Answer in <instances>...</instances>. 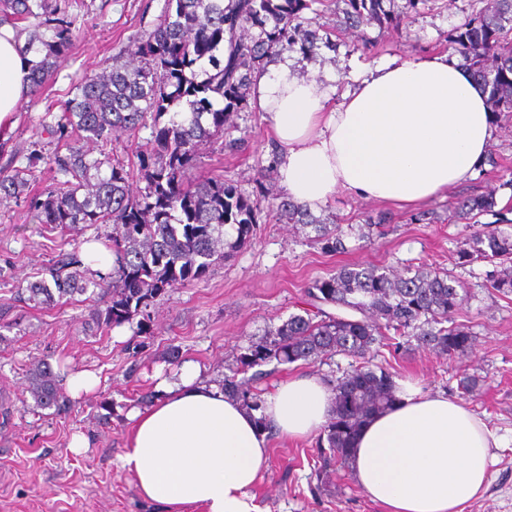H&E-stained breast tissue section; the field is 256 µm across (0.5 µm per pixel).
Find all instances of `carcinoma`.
<instances>
[{"mask_svg":"<svg viewBox=\"0 0 512 512\" xmlns=\"http://www.w3.org/2000/svg\"><path fill=\"white\" fill-rule=\"evenodd\" d=\"M388 0H165L153 28L135 39L131 57H112L111 70L85 77L78 95L65 103L62 115L43 130L68 142L65 153L47 159L58 187L29 189V173L41 155L27 165L0 168V198H24L28 212L45 231H76L94 224L113 225L102 245L116 255L107 274H92L75 253L59 256L46 268L48 277L17 290L27 300L53 307L66 296L90 294L92 321L111 329L138 319L149 329L157 297L186 283L206 279L213 265L247 246L262 201L278 219L315 231L327 252L344 248L339 225L314 216L285 195L251 196L221 176L194 183L200 149L217 136L236 112L252 110L250 90L269 65L298 47L307 56L318 42L332 45L308 29L318 7H334L337 26L358 31L376 24H398ZM80 0H0V25L34 19L22 51L37 56L31 69L33 95L52 76L57 61L73 46L68 8ZM465 60V69L488 91L493 121L512 114V0H492L453 28L447 37ZM152 120V148L136 151L138 168L92 155L85 143L108 144L119 133L132 134ZM145 181L132 188L134 176ZM496 196L484 194L456 202L452 218L476 224L494 211ZM460 258L481 260L501 269L489 285L512 294V234L496 229L476 232ZM511 267H506V264ZM316 314H292L268 327L236 358L224 376V391L246 408L263 412L264 401L248 385L246 374L270 363L313 361L326 354L364 358L389 336L416 341L450 358L471 347V332L454 323L462 304L459 281L451 272L416 269L393 275L379 267H342L318 278L306 289ZM29 390L37 405L67 408L49 366L30 374ZM332 419L325 428L327 466H346L356 435L370 418L392 407L397 385L381 367L356 365L336 381Z\"/></svg>","mask_w":512,"mask_h":512,"instance_id":"cac0c4a2","label":"carcinoma"}]
</instances>
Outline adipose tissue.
<instances>
[{
    "mask_svg": "<svg viewBox=\"0 0 512 512\" xmlns=\"http://www.w3.org/2000/svg\"><path fill=\"white\" fill-rule=\"evenodd\" d=\"M0 26V124L30 92L32 55ZM271 127L280 184L318 211L345 191L379 202L424 203L472 176L493 135L487 95L447 55L371 69L355 88L270 66L255 87ZM145 408L128 412L131 431L119 463L145 500L165 512H262L252 489L268 452L256 414L186 361L157 382ZM399 400L359 432L348 469L384 512H462L486 491L496 441L457 400L402 383ZM334 391L300 377L267 396L268 425L291 437L317 434L332 415Z\"/></svg>",
    "mask_w": 512,
    "mask_h": 512,
    "instance_id": "obj_1",
    "label": "adipose tissue"
}]
</instances>
